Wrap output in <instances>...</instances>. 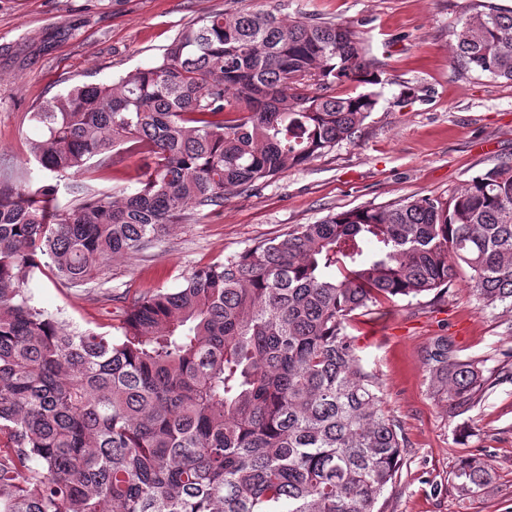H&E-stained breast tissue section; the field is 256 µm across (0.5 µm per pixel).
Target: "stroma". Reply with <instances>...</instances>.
Instances as JSON below:
<instances>
[{
  "label": "stroma",
  "mask_w": 512,
  "mask_h": 512,
  "mask_svg": "<svg viewBox=\"0 0 512 512\" xmlns=\"http://www.w3.org/2000/svg\"><path fill=\"white\" fill-rule=\"evenodd\" d=\"M478 0H0V172L21 171L30 187L51 181L30 162L41 136L30 119L44 100L71 86L108 82L160 57L187 23L230 8L270 10L284 20L350 24L360 35L376 84L348 83L342 94L379 95L353 141L258 189L225 194L135 257L107 262L79 287L35 273L36 305L71 328L111 333L112 312L183 275L279 236L297 224L355 207L389 206L423 195L447 197L472 177L512 166V81L464 69L453 33ZM369 369L384 382L385 405L406 440L403 465L381 494L379 512H512V382L500 383L467 415L449 419L430 395L421 350L438 334L462 355L512 349V311L479 310L467 277L438 297H398L356 317ZM477 455L492 471L487 494L456 489L459 461Z\"/></svg>",
  "instance_id": "35a3bbf8"
}]
</instances>
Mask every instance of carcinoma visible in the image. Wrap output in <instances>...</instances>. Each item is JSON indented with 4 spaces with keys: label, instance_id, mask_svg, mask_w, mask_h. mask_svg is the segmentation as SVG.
Masks as SVG:
<instances>
[{
    "label": "carcinoma",
    "instance_id": "1",
    "mask_svg": "<svg viewBox=\"0 0 512 512\" xmlns=\"http://www.w3.org/2000/svg\"><path fill=\"white\" fill-rule=\"evenodd\" d=\"M453 37L465 68L512 81L511 7L477 5ZM368 66L347 23L233 8L182 27L150 66L31 114L33 160L72 198L0 173V512H375L405 438L347 326L462 275L480 309L512 308L511 166L195 268L117 308L111 336L64 328L25 288L42 266L84 285L225 193L353 140L378 97L336 87ZM133 156L132 192L91 185ZM487 362L448 335L424 346L448 420L498 384ZM492 479L475 456L452 477L473 499Z\"/></svg>",
    "mask_w": 512,
    "mask_h": 512
}]
</instances>
